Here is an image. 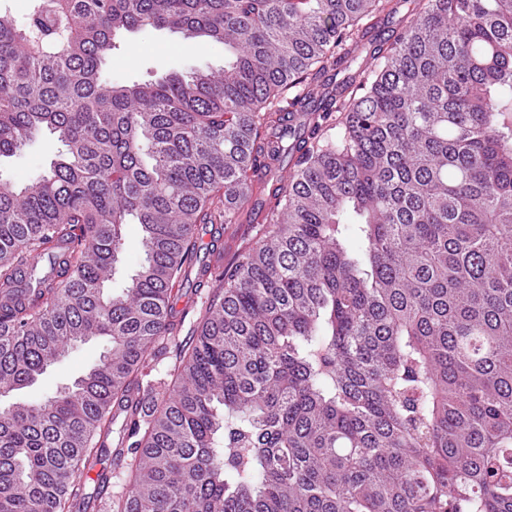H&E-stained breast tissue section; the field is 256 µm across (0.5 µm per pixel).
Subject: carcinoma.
Here are the masks:
<instances>
[{
    "label": "carcinoma",
    "instance_id": "1",
    "mask_svg": "<svg viewBox=\"0 0 512 512\" xmlns=\"http://www.w3.org/2000/svg\"><path fill=\"white\" fill-rule=\"evenodd\" d=\"M411 2L0 10V158L61 144L0 178V512H512V0ZM146 27L224 68L105 81ZM247 207L184 336L196 226ZM59 149L60 145L54 135L43 131L13 156L2 160V179L18 184L28 183L49 168ZM126 234V254L125 271L130 272L141 259V250L139 245V227L137 224H128L125 229ZM109 348L104 339L77 344L56 363L49 366L32 387L15 392L7 403H39L54 395L62 386L84 373Z\"/></svg>",
    "mask_w": 512,
    "mask_h": 512
}]
</instances>
